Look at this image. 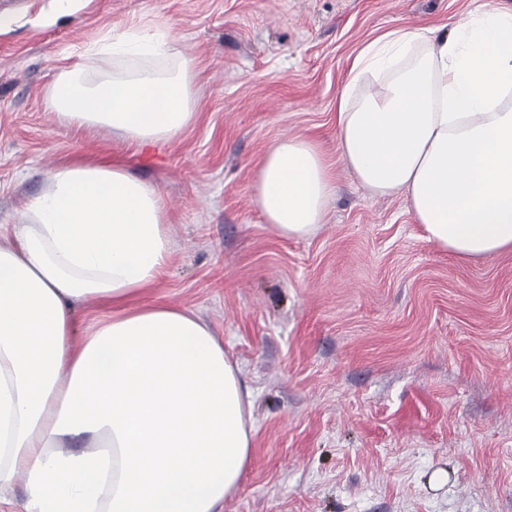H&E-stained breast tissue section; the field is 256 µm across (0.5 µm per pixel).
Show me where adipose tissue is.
Here are the masks:
<instances>
[{
	"label": "adipose tissue",
	"instance_id": "ef3b65f1",
	"mask_svg": "<svg viewBox=\"0 0 512 512\" xmlns=\"http://www.w3.org/2000/svg\"><path fill=\"white\" fill-rule=\"evenodd\" d=\"M148 28L108 33L51 88L59 119L133 145L194 118L193 63ZM134 69L95 83L106 59ZM340 158L372 195L404 196L427 238L460 257L512 249V10L482 0L444 35L394 29L353 58L336 103ZM334 193L318 145L282 137L253 202L305 238ZM172 254L161 191L126 165L74 158L0 240V492L26 512H220L249 463L251 394L209 325L139 298ZM108 305L82 340L77 302ZM83 442L80 451L74 442ZM25 500V481L20 477L9 491L1 495L0 512H24Z\"/></svg>",
	"mask_w": 512,
	"mask_h": 512
}]
</instances>
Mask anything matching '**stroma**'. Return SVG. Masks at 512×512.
Listing matches in <instances>:
<instances>
[{
	"instance_id": "35a3bbf8",
	"label": "stroma",
	"mask_w": 512,
	"mask_h": 512,
	"mask_svg": "<svg viewBox=\"0 0 512 512\" xmlns=\"http://www.w3.org/2000/svg\"><path fill=\"white\" fill-rule=\"evenodd\" d=\"M475 0H0V231L76 156L119 158L167 203L172 256L141 297L193 311L252 395L251 460L222 512H512V251L462 260L403 198L361 188L336 99L360 49L447 30ZM165 29L195 65L165 146L63 123L57 74L106 31ZM324 152L325 224L280 235L252 201L284 136ZM447 483L430 487L435 471Z\"/></svg>"
}]
</instances>
